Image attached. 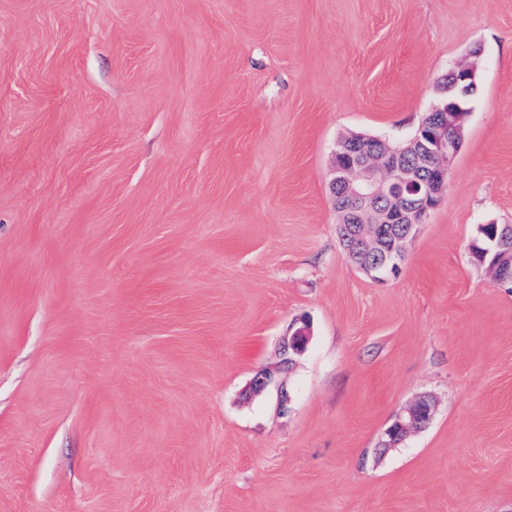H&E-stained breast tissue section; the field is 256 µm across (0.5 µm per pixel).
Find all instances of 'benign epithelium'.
Instances as JSON below:
<instances>
[{"label": "benign epithelium", "instance_id": "7a95c632", "mask_svg": "<svg viewBox=\"0 0 512 512\" xmlns=\"http://www.w3.org/2000/svg\"><path fill=\"white\" fill-rule=\"evenodd\" d=\"M477 88V67L462 60L437 80L438 102L405 147L363 135H350L336 143L329 187L338 223L348 225L344 253L351 262L377 271L380 279L398 273L407 244L446 195L449 169L463 142L467 104ZM486 237L495 252L473 243L470 257L503 282L508 279L506 269L512 267L508 231ZM311 339L308 321L292 323L279 343L278 362L256 373L248 394H260L272 386L280 412H288L291 398L285 374L306 352ZM433 412V399L418 396L393 415L377 451L394 448L425 429Z\"/></svg>", "mask_w": 512, "mask_h": 512}]
</instances>
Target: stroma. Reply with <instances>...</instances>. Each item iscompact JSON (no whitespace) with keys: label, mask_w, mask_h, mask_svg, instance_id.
I'll return each mask as SVG.
<instances>
[{"label":"stroma","mask_w":512,"mask_h":512,"mask_svg":"<svg viewBox=\"0 0 512 512\" xmlns=\"http://www.w3.org/2000/svg\"><path fill=\"white\" fill-rule=\"evenodd\" d=\"M476 52L447 194L377 281L338 138ZM512 0H0V512H512ZM291 402L245 398L291 323ZM430 425L374 449L420 395ZM483 227L493 228L494 231L485 235L482 231ZM480 233L484 234L495 245V252L488 258L490 255L489 249H482L477 243H472L470 257L484 266L495 280L505 282V280L511 278V274L506 275V269L512 267V244L507 241L509 236L507 229L504 228L498 236L497 224H483L480 227Z\"/></svg>","instance_id":"obj_1"}]
</instances>
